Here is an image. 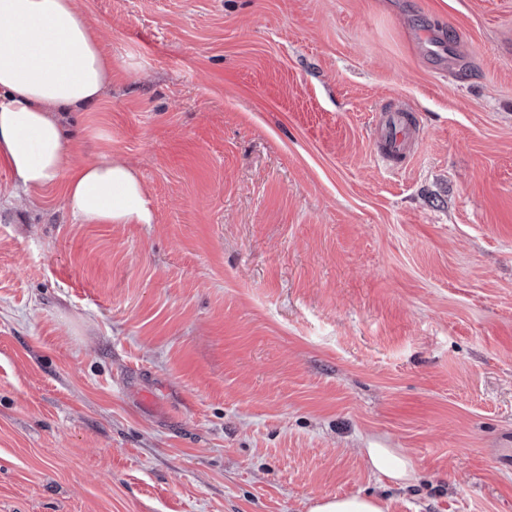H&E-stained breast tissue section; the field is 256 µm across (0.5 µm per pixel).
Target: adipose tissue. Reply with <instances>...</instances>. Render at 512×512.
<instances>
[{
	"label": "adipose tissue",
	"mask_w": 512,
	"mask_h": 512,
	"mask_svg": "<svg viewBox=\"0 0 512 512\" xmlns=\"http://www.w3.org/2000/svg\"><path fill=\"white\" fill-rule=\"evenodd\" d=\"M112 81V60L71 0H0V160L27 190L63 186L80 224H149L150 201L125 165L102 159L67 166L63 114L95 105ZM375 474L409 482L411 459L370 448Z\"/></svg>",
	"instance_id": "ef3b65f1"
}]
</instances>
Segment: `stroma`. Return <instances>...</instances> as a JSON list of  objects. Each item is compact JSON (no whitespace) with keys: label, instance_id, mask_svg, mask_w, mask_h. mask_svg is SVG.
<instances>
[{"label":"stroma","instance_id":"35a3bbf8","mask_svg":"<svg viewBox=\"0 0 512 512\" xmlns=\"http://www.w3.org/2000/svg\"><path fill=\"white\" fill-rule=\"evenodd\" d=\"M72 3L112 81L68 164L129 166L154 221L0 163V512H512V0ZM374 140L378 147L376 154L383 163L409 154L418 140L410 111L404 107L382 111L375 126ZM364 451L375 474L401 485L412 479L413 463L408 456L394 448H367ZM308 512H383V509L374 495H336L312 499Z\"/></svg>","mask_w":512,"mask_h":512}]
</instances>
